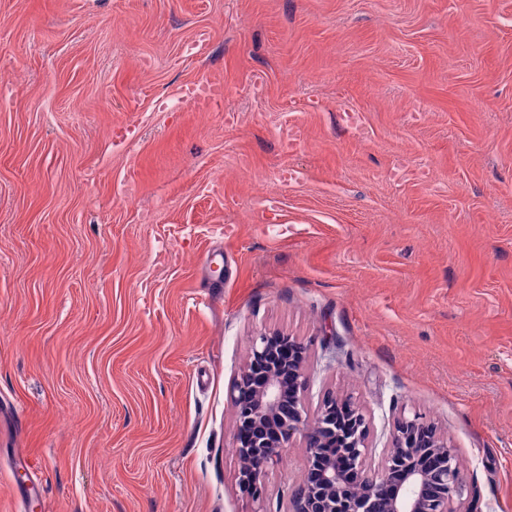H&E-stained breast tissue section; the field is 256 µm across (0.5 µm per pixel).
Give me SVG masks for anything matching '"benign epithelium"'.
<instances>
[{
  "label": "benign epithelium",
  "instance_id": "obj_1",
  "mask_svg": "<svg viewBox=\"0 0 512 512\" xmlns=\"http://www.w3.org/2000/svg\"><path fill=\"white\" fill-rule=\"evenodd\" d=\"M292 342L302 344L279 331L259 333L231 384L242 496L263 503L265 473L299 434L306 467L291 512H462L468 481L448 434L416 411L403 413L372 466L370 414L352 394L329 393L309 415L306 355L282 356Z\"/></svg>",
  "mask_w": 512,
  "mask_h": 512
}]
</instances>
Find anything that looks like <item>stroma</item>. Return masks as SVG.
Wrapping results in <instances>:
<instances>
[{
    "mask_svg": "<svg viewBox=\"0 0 512 512\" xmlns=\"http://www.w3.org/2000/svg\"><path fill=\"white\" fill-rule=\"evenodd\" d=\"M0 83V512H289L301 437L236 486L266 329L309 412L354 394L378 450L420 412L512 512V0H0ZM181 95L199 109L209 110L211 106L224 97V79L220 72L212 73L206 80L187 84Z\"/></svg>",
    "mask_w": 512,
    "mask_h": 512,
    "instance_id": "stroma-1",
    "label": "stroma"
}]
</instances>
